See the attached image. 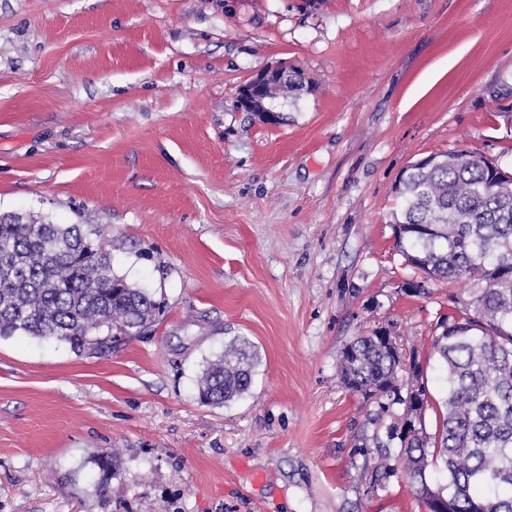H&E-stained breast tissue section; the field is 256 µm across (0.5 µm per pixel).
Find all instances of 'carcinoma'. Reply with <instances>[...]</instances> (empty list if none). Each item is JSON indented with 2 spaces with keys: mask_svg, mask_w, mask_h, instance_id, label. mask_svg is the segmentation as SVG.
Returning <instances> with one entry per match:
<instances>
[{
  "mask_svg": "<svg viewBox=\"0 0 512 512\" xmlns=\"http://www.w3.org/2000/svg\"><path fill=\"white\" fill-rule=\"evenodd\" d=\"M431 168L414 167L398 180L399 214L392 224L397 251L416 280L472 281L460 314L440 324L433 350L446 371L439 429L427 434L431 406L424 371L410 364L406 396L398 372L402 351L386 329L357 336L341 352L342 384L368 402L394 397L403 406L379 448L375 474H402L426 508L447 499L454 512H512V181L496 190L481 157L440 155ZM100 231L81 224L0 215V337L33 336L92 353L112 347V335L138 333L159 309L144 288L114 274L110 254L96 248ZM234 338L206 362L199 400L219 406L247 393L254 363ZM93 490L106 494L117 475L109 453L94 459ZM440 466L446 483L427 480Z\"/></svg>",
  "mask_w": 512,
  "mask_h": 512,
  "instance_id": "obj_1",
  "label": "carcinoma"
}]
</instances>
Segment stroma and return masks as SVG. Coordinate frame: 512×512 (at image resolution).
Here are the masks:
<instances>
[{
	"instance_id": "1",
	"label": "stroma",
	"mask_w": 512,
	"mask_h": 512,
	"mask_svg": "<svg viewBox=\"0 0 512 512\" xmlns=\"http://www.w3.org/2000/svg\"><path fill=\"white\" fill-rule=\"evenodd\" d=\"M283 62L279 122L238 110ZM457 150L512 171V0H0V213L98 225L161 303L102 354L0 338V512H425L374 478L401 405L338 363L389 330L435 433L433 338L473 286L409 293L392 214L407 165ZM237 336L249 392L200 403ZM96 473L93 479V490L101 495L106 494L117 475V462L114 454L101 453L94 459Z\"/></svg>"
}]
</instances>
